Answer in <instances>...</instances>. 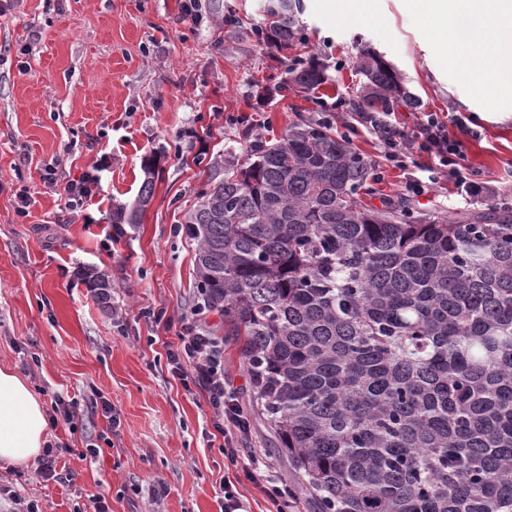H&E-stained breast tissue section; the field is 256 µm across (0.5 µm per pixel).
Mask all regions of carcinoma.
<instances>
[{
  "label": "carcinoma",
  "mask_w": 512,
  "mask_h": 512,
  "mask_svg": "<svg viewBox=\"0 0 512 512\" xmlns=\"http://www.w3.org/2000/svg\"><path fill=\"white\" fill-rule=\"evenodd\" d=\"M300 0H265L258 41L301 35ZM360 120L417 105L393 67L360 48ZM278 86L328 76L294 60ZM209 190L184 216L198 294L239 345L256 405L306 476L317 512H512V204L462 217L365 204L377 164L324 119L258 135L207 163ZM138 224L154 191L144 167ZM101 304L111 284L89 269Z\"/></svg>",
  "instance_id": "cac0c4a2"
}]
</instances>
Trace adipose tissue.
I'll return each instance as SVG.
<instances>
[{
    "label": "adipose tissue",
    "instance_id": "ef3b65f1",
    "mask_svg": "<svg viewBox=\"0 0 512 512\" xmlns=\"http://www.w3.org/2000/svg\"><path fill=\"white\" fill-rule=\"evenodd\" d=\"M438 30L452 31L456 13L473 21L472 43L458 53L459 68L467 70L477 88L512 93V0H413ZM47 420L41 401L27 380L13 368L0 366V461L27 464L45 443Z\"/></svg>",
    "mask_w": 512,
    "mask_h": 512
}]
</instances>
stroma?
<instances>
[{"instance_id":"obj_1","label":"stroma","mask_w":512,"mask_h":512,"mask_svg":"<svg viewBox=\"0 0 512 512\" xmlns=\"http://www.w3.org/2000/svg\"><path fill=\"white\" fill-rule=\"evenodd\" d=\"M264 0H198L201 21L182 0H6L0 7V365L29 382L44 409L55 397L77 402L83 427L48 428L66 444L59 471L71 482H45L35 464L0 462V483L38 500L42 512H94L106 497L112 512H224L223 439L202 393H187L168 370L166 343L198 297L195 240L182 226L208 178L203 163L234 145L246 158L254 134L282 139L299 118H328L351 131L353 147L378 163L370 203L408 197L415 211L458 216L490 198L512 200V95L474 94L469 79L427 29L410 0H372L368 20L340 24L333 0H301L302 36L276 50L255 41ZM232 13L239 27L218 25ZM398 72L417 108L400 106L391 121L410 132L435 115L462 122L468 164L485 192L461 197L448 175L433 189L407 186L432 165L416 152L405 166L386 159L378 134L360 124L349 102L362 77L361 45ZM327 66L328 81L304 93H276L292 57ZM156 157L154 193L140 223L115 227L113 211L132 203ZM98 181L71 208L63 188L89 170ZM56 186H47L46 173ZM29 205L18 216L17 195ZM104 273L112 305L92 298L84 269ZM166 310L154 324L142 309ZM224 367L252 409L249 448L290 477L273 453L274 433L254 410L248 375L233 342ZM104 396L120 420L111 446L80 459L106 433L93 402Z\"/></svg>"}]
</instances>
